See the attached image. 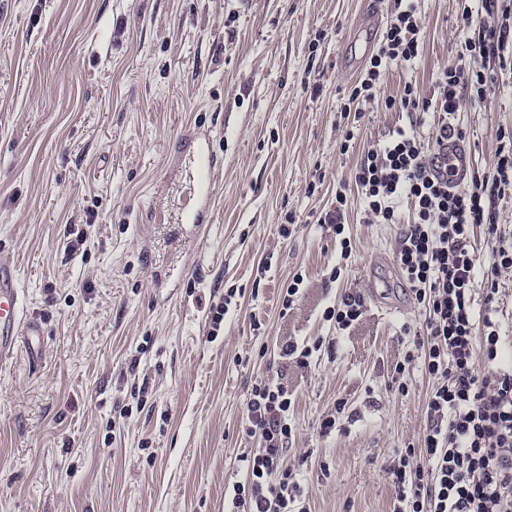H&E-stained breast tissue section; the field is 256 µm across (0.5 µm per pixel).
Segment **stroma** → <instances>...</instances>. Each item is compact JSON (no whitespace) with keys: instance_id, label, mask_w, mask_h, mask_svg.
Here are the masks:
<instances>
[{"instance_id":"1","label":"stroma","mask_w":512,"mask_h":512,"mask_svg":"<svg viewBox=\"0 0 512 512\" xmlns=\"http://www.w3.org/2000/svg\"><path fill=\"white\" fill-rule=\"evenodd\" d=\"M369 2L0 0V250L47 329L39 362L0 365V512H224L256 448L250 390L274 369L296 395L286 459L311 512H393L389 465L420 447L432 381L414 366L407 395L389 390L423 316L394 259L399 225L369 223L353 179L412 117L372 103L349 128L339 114L357 79L341 56ZM417 11L420 56L389 66L382 96L432 97L474 33L459 0ZM199 121L224 173L197 232L173 218L193 194ZM457 121L475 175L493 174L512 88ZM341 185L352 255L332 283L342 238L318 219ZM347 293L363 314L339 333L321 315ZM319 337L309 367L278 355Z\"/></svg>"}]
</instances>
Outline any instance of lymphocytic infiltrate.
Here are the masks:
<instances>
[{
	"mask_svg": "<svg viewBox=\"0 0 512 512\" xmlns=\"http://www.w3.org/2000/svg\"><path fill=\"white\" fill-rule=\"evenodd\" d=\"M415 0H395V18L384 32L359 80L351 87L341 118L361 119L362 103L376 99L390 63L409 64L420 53ZM464 20H476V36L464 42V57L481 59L472 68L441 72L435 98L424 99L412 85L385 106L404 112L434 113L431 142L413 130L398 129L360 161L354 182L365 213L375 224L400 225L395 260L424 315L417 339L424 373L433 384L426 403L422 444L392 460L395 512H512V360L493 309L476 317L472 293L478 257L469 245L476 225H485L491 259L484 273L487 290L497 288L501 271L512 269V242L497 233L496 203L512 189V140L498 132L494 173L453 186L434 175L444 165L439 147L463 138L456 121L459 87L484 100L507 68L512 45V12L499 0H461ZM412 219L402 222V206ZM295 398L274 378L256 382L246 403L244 432L258 441L241 456L243 479L224 488V512H308L307 495L284 461L292 435Z\"/></svg>",
	"mask_w": 512,
	"mask_h": 512,
	"instance_id": "obj_1",
	"label": "lymphocytic infiltrate"
}]
</instances>
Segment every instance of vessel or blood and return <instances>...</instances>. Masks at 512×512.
I'll use <instances>...</instances> for the list:
<instances>
[{
    "mask_svg": "<svg viewBox=\"0 0 512 512\" xmlns=\"http://www.w3.org/2000/svg\"><path fill=\"white\" fill-rule=\"evenodd\" d=\"M211 131L202 129L195 135L193 201L180 216L181 223L197 227L212 223L214 189L220 173V159L210 146ZM450 180L467 182L472 175V161L466 146L458 140L448 143ZM45 329L39 319L28 315L19 288V272L11 256L0 251V360L17 351H25L30 360L42 354Z\"/></svg>",
    "mask_w": 512,
    "mask_h": 512,
    "instance_id": "b4317fda",
    "label": "vessel or blood"
}]
</instances>
